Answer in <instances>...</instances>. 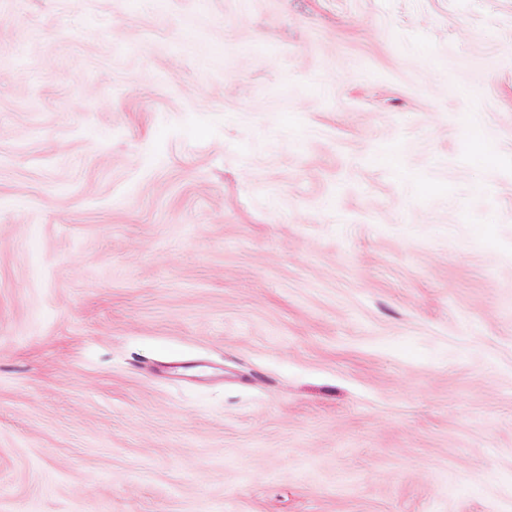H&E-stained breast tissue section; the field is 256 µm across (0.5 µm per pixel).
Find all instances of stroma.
<instances>
[{"label":"stroma","instance_id":"1","mask_svg":"<svg viewBox=\"0 0 512 512\" xmlns=\"http://www.w3.org/2000/svg\"><path fill=\"white\" fill-rule=\"evenodd\" d=\"M0 512H512V0H0Z\"/></svg>","mask_w":512,"mask_h":512}]
</instances>
